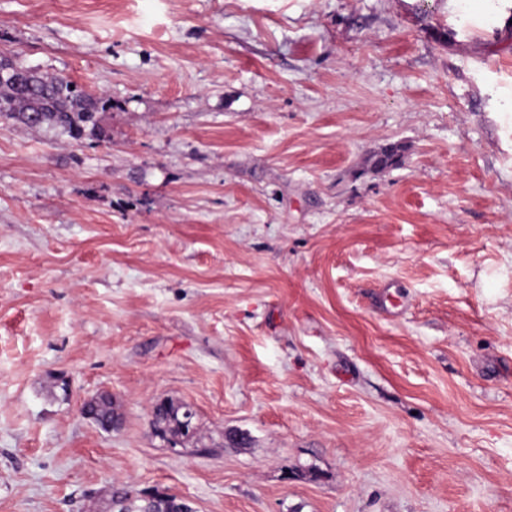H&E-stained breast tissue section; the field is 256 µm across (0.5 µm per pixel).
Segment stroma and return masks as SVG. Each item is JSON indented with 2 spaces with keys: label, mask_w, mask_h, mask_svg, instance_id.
Masks as SVG:
<instances>
[{
  "label": "stroma",
  "mask_w": 512,
  "mask_h": 512,
  "mask_svg": "<svg viewBox=\"0 0 512 512\" xmlns=\"http://www.w3.org/2000/svg\"><path fill=\"white\" fill-rule=\"evenodd\" d=\"M1 53L112 107L102 141L0 120V512H512L493 5L0 0ZM84 409L92 415L91 419L103 430H106L115 416H119L110 394H98L92 397L85 402ZM187 406H175L168 401L156 403L152 409V425L155 433L160 437L170 435L193 436L188 429L183 430V421L186 418L185 409ZM183 411L181 412V410ZM113 512H182V501L176 496L164 493H154L144 497H133L125 488L112 491ZM127 503L125 508L121 504Z\"/></svg>",
  "instance_id": "35a3bbf8"
}]
</instances>
